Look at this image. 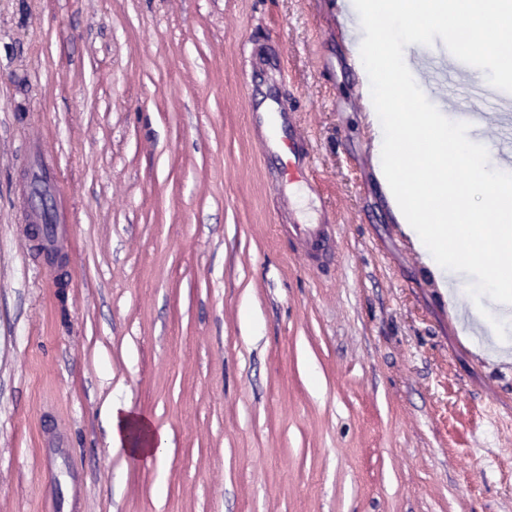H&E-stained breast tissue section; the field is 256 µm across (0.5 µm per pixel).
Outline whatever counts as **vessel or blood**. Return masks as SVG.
Returning a JSON list of instances; mask_svg holds the SVG:
<instances>
[{
  "mask_svg": "<svg viewBox=\"0 0 512 512\" xmlns=\"http://www.w3.org/2000/svg\"><path fill=\"white\" fill-rule=\"evenodd\" d=\"M246 132L256 141L264 160L273 164V179L277 187L274 217H282L294 208L297 190L309 183L312 154L299 130L296 113L277 105L250 112ZM333 226L325 212L310 220H293L288 233L303 247L309 262L322 265L334 256Z\"/></svg>",
  "mask_w": 512,
  "mask_h": 512,
  "instance_id": "obj_1",
  "label": "vessel or blood"
}]
</instances>
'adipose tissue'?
<instances>
[{"label": "adipose tissue", "instance_id": "ef3b65f1", "mask_svg": "<svg viewBox=\"0 0 512 512\" xmlns=\"http://www.w3.org/2000/svg\"><path fill=\"white\" fill-rule=\"evenodd\" d=\"M107 416L112 448L158 466L164 464L162 451L168 444L164 431L157 429L148 418L133 412L127 403L117 398L108 406Z\"/></svg>", "mask_w": 512, "mask_h": 512}]
</instances>
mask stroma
I'll return each instance as SVG.
<instances>
[{
	"instance_id": "1",
	"label": "stroma",
	"mask_w": 512,
	"mask_h": 512,
	"mask_svg": "<svg viewBox=\"0 0 512 512\" xmlns=\"http://www.w3.org/2000/svg\"><path fill=\"white\" fill-rule=\"evenodd\" d=\"M336 3L0 0V512H512V320L459 317L397 222ZM457 95L494 141L512 93ZM272 101L325 269L274 223L246 134ZM41 167L62 285L18 222ZM116 397L164 468L112 451ZM320 208H316V219L300 220L295 217L288 225V234L298 241L307 260L316 266L329 263L334 257V224L329 223L326 213Z\"/></svg>"
}]
</instances>
